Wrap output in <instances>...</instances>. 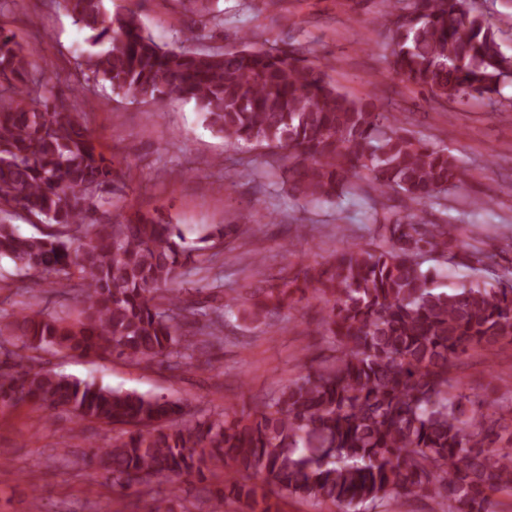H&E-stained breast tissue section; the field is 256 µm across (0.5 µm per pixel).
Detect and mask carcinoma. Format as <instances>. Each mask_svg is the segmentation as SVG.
Instances as JSON below:
<instances>
[{"label": "carcinoma", "mask_w": 512, "mask_h": 512, "mask_svg": "<svg viewBox=\"0 0 512 512\" xmlns=\"http://www.w3.org/2000/svg\"><path fill=\"white\" fill-rule=\"evenodd\" d=\"M202 26L223 24L212 0H177ZM382 16L388 70L454 103L493 99L512 82V55L471 0H395ZM90 32L85 81L134 100L192 102L227 147L268 148L288 159L289 188L307 205L344 196L361 173L374 193L375 249L351 245L320 268L283 267L240 286L201 325L178 288L181 269L223 245L225 228L195 240L159 217L112 215L120 190L112 158L97 150L85 113L50 103L33 52L0 34V261L20 273L59 276L75 312L22 301L0 318V404L32 402L52 417L122 426L110 448L82 458L131 489L160 476L224 477V503L272 512L267 492L326 503L341 512H388L429 498L432 512H490L512 496V390L496 376L464 383L457 362L478 349L512 347V270L480 279L482 250L458 245L461 226L428 218L439 196L463 181L458 159L327 81L301 49L214 50L162 46L135 13L103 0H59ZM44 226L22 236L18 212ZM428 252L473 272L469 285L439 291ZM325 299L331 354L253 411L232 407L182 421L183 405L161 396L53 374L29 351L110 355L135 364H210L226 318L274 320L307 293Z\"/></svg>", "instance_id": "1"}]
</instances>
